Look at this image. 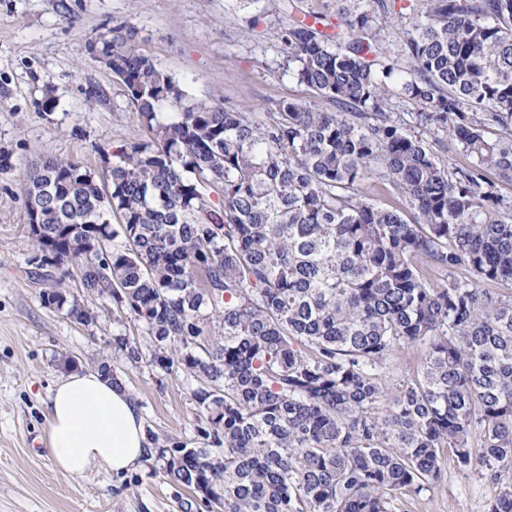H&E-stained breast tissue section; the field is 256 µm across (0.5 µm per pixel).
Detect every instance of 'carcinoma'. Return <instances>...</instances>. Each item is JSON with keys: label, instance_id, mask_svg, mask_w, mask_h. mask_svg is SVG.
I'll return each mask as SVG.
<instances>
[{"label": "carcinoma", "instance_id": "cac0c4a2", "mask_svg": "<svg viewBox=\"0 0 512 512\" xmlns=\"http://www.w3.org/2000/svg\"><path fill=\"white\" fill-rule=\"evenodd\" d=\"M309 2L280 0L274 35L312 100L260 117L190 99L129 23L90 42L139 132L112 152L110 201L75 161L28 183V203L50 191L36 250L71 227L42 300L89 323L65 279L112 277L154 360L198 382L212 447L159 456L218 512H395L446 451L497 486L487 512H512V0ZM401 102L468 162H441ZM89 234L122 245L90 258ZM205 310L222 336L200 355ZM406 347L420 365L390 399ZM419 361V354L416 349H401L395 352L387 361L386 375L390 396L397 393V387L402 380H406L414 370Z\"/></svg>", "mask_w": 512, "mask_h": 512}]
</instances>
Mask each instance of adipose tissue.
<instances>
[{
  "mask_svg": "<svg viewBox=\"0 0 512 512\" xmlns=\"http://www.w3.org/2000/svg\"><path fill=\"white\" fill-rule=\"evenodd\" d=\"M47 420L54 465L73 480L94 467L127 473L152 453L132 394L95 368L69 372L56 382Z\"/></svg>",
  "mask_w": 512,
  "mask_h": 512,
  "instance_id": "ef3b65f1",
  "label": "adipose tissue"
}]
</instances>
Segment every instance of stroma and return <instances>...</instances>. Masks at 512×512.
Here are the masks:
<instances>
[{
    "label": "stroma",
    "mask_w": 512,
    "mask_h": 512,
    "mask_svg": "<svg viewBox=\"0 0 512 512\" xmlns=\"http://www.w3.org/2000/svg\"><path fill=\"white\" fill-rule=\"evenodd\" d=\"M279 0H0V512H209L151 457L122 475L99 468L61 476L46 442V402L74 358L90 369L113 360L114 375L136 398L151 447L200 448L201 412L184 369L162 368L144 324L125 318L109 296L68 282L94 314L80 324L44 306L50 283L32 262L24 186L52 156L98 171L138 128L123 85L91 60L92 39L132 24L159 68L185 84L192 99L252 112L274 111L307 92L280 67L283 46L270 33ZM267 24L250 28L256 12ZM52 107L43 108L45 95ZM134 338L138 364L113 355V337ZM496 487L445 457L432 489L400 496L397 512H485ZM192 510H185V502Z\"/></svg>",
    "instance_id": "obj_1"
}]
</instances>
